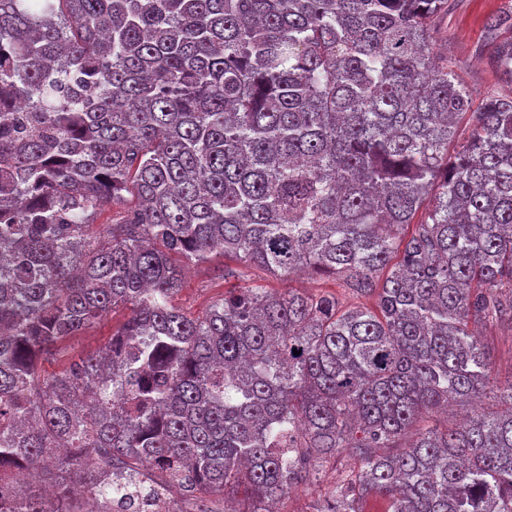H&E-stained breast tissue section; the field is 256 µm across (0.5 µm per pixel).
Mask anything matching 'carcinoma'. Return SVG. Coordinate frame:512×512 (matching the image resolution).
<instances>
[{"instance_id": "cac0c4a2", "label": "carcinoma", "mask_w": 512, "mask_h": 512, "mask_svg": "<svg viewBox=\"0 0 512 512\" xmlns=\"http://www.w3.org/2000/svg\"><path fill=\"white\" fill-rule=\"evenodd\" d=\"M452 6L0 0V512H272L338 457L320 512H512L477 332L512 329V92L430 51ZM483 47L512 86V7ZM217 252L191 316L179 261ZM239 266L231 259L221 255L213 256L208 262L191 267L185 278L184 288L175 299V304L186 312L199 314L224 292V283L216 274L224 267ZM247 276V283L251 285H261L265 288L274 289L291 287L306 293H318L323 290H328L331 292H336V296H338L342 301L345 300L344 289L341 288L336 282H334L331 277L326 278L325 276H322L321 278H308L303 276L288 282V280L275 278L274 276H271L258 269L248 270ZM123 320L124 313L122 312L108 315L85 336H78L61 345L58 354L43 363V370L47 373H55L60 371L65 364L79 361L85 354L106 342L112 336V331H115Z\"/></svg>"}]
</instances>
